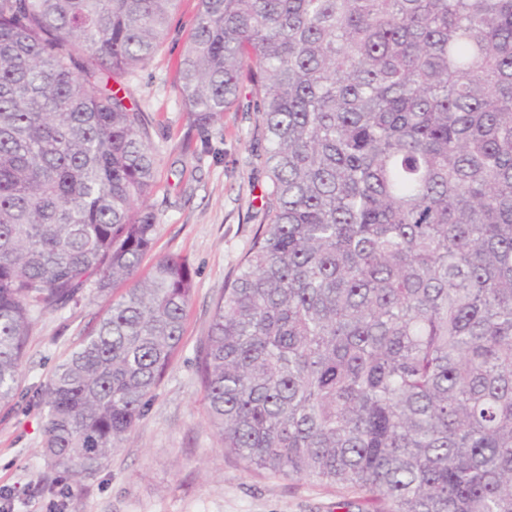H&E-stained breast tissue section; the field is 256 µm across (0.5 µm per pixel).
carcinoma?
Masks as SVG:
<instances>
[{"label":"carcinoma","mask_w":512,"mask_h":512,"mask_svg":"<svg viewBox=\"0 0 512 512\" xmlns=\"http://www.w3.org/2000/svg\"><path fill=\"white\" fill-rule=\"evenodd\" d=\"M179 2L0 0V404L37 317L108 302L36 394L73 481L144 416L193 293L181 256L137 277L154 156L109 88ZM178 82L204 129L248 83L267 141L198 362L224 452L342 512H512V0H199Z\"/></svg>","instance_id":"cac0c4a2"}]
</instances>
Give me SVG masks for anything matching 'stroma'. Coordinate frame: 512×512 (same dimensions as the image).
<instances>
[{
  "label": "stroma",
  "instance_id": "1",
  "mask_svg": "<svg viewBox=\"0 0 512 512\" xmlns=\"http://www.w3.org/2000/svg\"><path fill=\"white\" fill-rule=\"evenodd\" d=\"M198 11L181 0L158 51L127 76V105L146 112L156 166L149 205L159 224L139 272L177 254L193 270L194 291L180 348L144 417L92 478L75 484L42 454L41 412L33 397L95 325L104 298L88 295L31 327L21 393L0 407V489L7 512H336L340 487L247 472L224 451L207 421L197 366L214 304L238 273L260 224L268 179L256 167L265 143L250 96L222 125L193 126L176 70Z\"/></svg>",
  "mask_w": 512,
  "mask_h": 512
}]
</instances>
